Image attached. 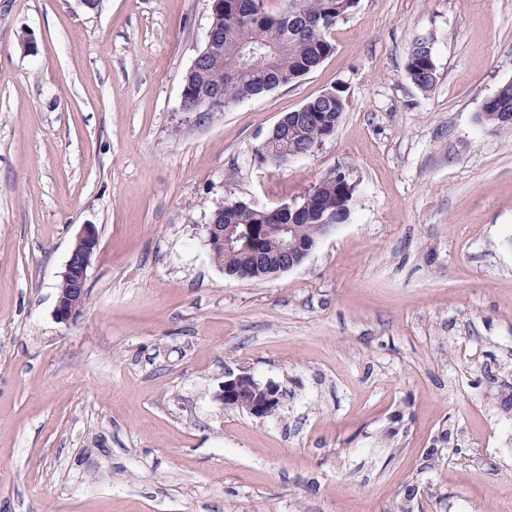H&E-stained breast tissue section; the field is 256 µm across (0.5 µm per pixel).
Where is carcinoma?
I'll use <instances>...</instances> for the list:
<instances>
[{"mask_svg":"<svg viewBox=\"0 0 512 512\" xmlns=\"http://www.w3.org/2000/svg\"><path fill=\"white\" fill-rule=\"evenodd\" d=\"M224 6L215 9L212 17L214 37L217 42L209 48L200 69L189 72L184 84L194 90L191 98L196 111L209 115L221 112L238 102L270 92L290 83L307 69H316L333 52L330 39L331 26L305 28V20L317 21L330 11L336 17H348L356 6V0H287L285 9L278 15L268 14L264 0H223ZM271 42L275 46L270 57L243 56L242 48L249 44ZM406 75L410 81L428 91L436 75L432 47L423 45L410 50L406 62ZM224 85V106L208 103L202 91L209 85ZM512 109V81L502 84L496 93L487 98L481 111L488 115L502 108ZM346 108L343 90L331 89L326 96L318 95L306 102L303 113L292 111L282 131L268 145L273 154L291 153L320 131L307 116L326 125L340 123ZM356 183L350 178H339L316 190L309 189L302 201L295 205L298 212H287L280 224L295 225L296 233L311 244H316L322 229L313 223L312 215L324 204L336 205L339 196H353ZM268 211L256 209L244 202L224 206L217 223L236 224L241 229L239 243L232 250L217 247L212 250L214 261L224 275L233 277L239 267L254 263L252 253L260 252L267 257L277 256L284 247L285 234L262 231V225L271 224Z\"/></svg>","mask_w":512,"mask_h":512,"instance_id":"obj_1","label":"carcinoma"}]
</instances>
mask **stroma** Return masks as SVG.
Listing matches in <instances>:
<instances>
[{
    "label": "stroma",
    "instance_id": "stroma-1",
    "mask_svg": "<svg viewBox=\"0 0 512 512\" xmlns=\"http://www.w3.org/2000/svg\"><path fill=\"white\" fill-rule=\"evenodd\" d=\"M211 21V0H0V512H512V129L478 119L512 81V0H358L321 66L202 118L181 92ZM333 87L335 134L260 162ZM346 167L351 217L300 266L213 262L217 207ZM243 371L274 414L225 407ZM405 70L412 83L414 82L425 91L431 89L436 75V65L430 44L419 46L415 50L412 46ZM99 244V233L96 225H82L75 237L65 272L62 275V288L57 294L56 315L63 322L70 321L85 307L87 270L92 256Z\"/></svg>",
    "mask_w": 512,
    "mask_h": 512
}]
</instances>
